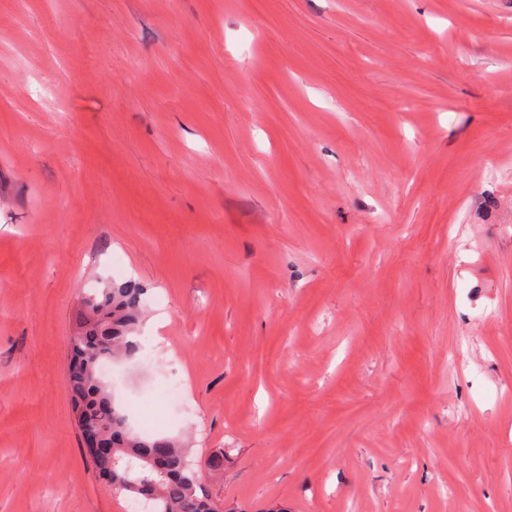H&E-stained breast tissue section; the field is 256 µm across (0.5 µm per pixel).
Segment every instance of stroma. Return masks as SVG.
<instances>
[{
    "label": "stroma",
    "instance_id": "stroma-1",
    "mask_svg": "<svg viewBox=\"0 0 512 512\" xmlns=\"http://www.w3.org/2000/svg\"><path fill=\"white\" fill-rule=\"evenodd\" d=\"M129 280L226 512H512V0H0V512H130L67 386Z\"/></svg>",
    "mask_w": 512,
    "mask_h": 512
}]
</instances>
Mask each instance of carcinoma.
I'll return each instance as SVG.
<instances>
[{"mask_svg":"<svg viewBox=\"0 0 512 512\" xmlns=\"http://www.w3.org/2000/svg\"><path fill=\"white\" fill-rule=\"evenodd\" d=\"M142 295L143 289L123 283L83 298L69 339L67 374L77 426L94 428L109 443L112 453L93 456V464L112 491L131 496L144 512H224L204 489L208 479L223 474L224 453L195 461L178 442L133 433L101 377L103 361L137 352Z\"/></svg>","mask_w":512,"mask_h":512,"instance_id":"cac0c4a2","label":"carcinoma"}]
</instances>
